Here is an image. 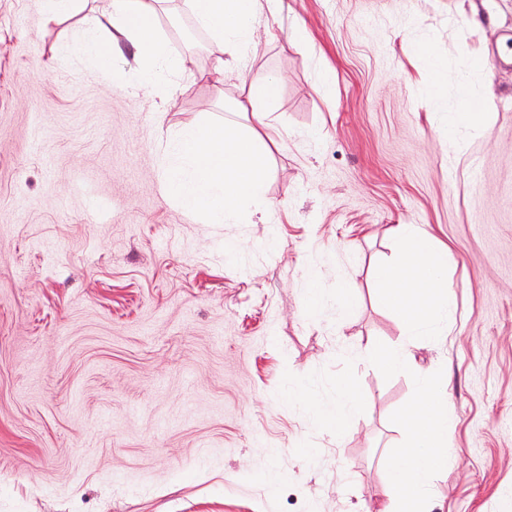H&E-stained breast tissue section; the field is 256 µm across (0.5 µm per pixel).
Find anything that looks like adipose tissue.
Here are the masks:
<instances>
[{"label":"adipose tissue","mask_w":512,"mask_h":512,"mask_svg":"<svg viewBox=\"0 0 512 512\" xmlns=\"http://www.w3.org/2000/svg\"><path fill=\"white\" fill-rule=\"evenodd\" d=\"M260 0H187L197 24L217 44L243 55L250 43ZM163 0H108L101 16L83 23L81 48L93 67L106 75L117 71L114 47L120 40L132 44L135 55L147 61L140 82L154 98L164 99L167 83L158 69L190 70L192 59L171 54L156 27ZM241 94L233 110L249 113L254 124L228 121L221 125L202 120L174 133L160 147V163L168 194L188 212L208 224H235L240 208L261 203L268 172L271 124L262 108L275 99L273 78H241ZM398 255L378 264L373 298L398 321L403 335L433 338L441 333L454 306L448 292V250L416 224L394 229ZM362 409L361 395L350 379L336 380V405L317 411V419L337 434L346 433ZM401 421L406 441L389 468L388 487L379 512H428L433 477L448 465L455 422L448 402V384L423 376L417 381L413 402L404 407Z\"/></svg>","instance_id":"1"}]
</instances>
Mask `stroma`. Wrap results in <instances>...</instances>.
<instances>
[{
	"label": "stroma",
	"instance_id": "stroma-1",
	"mask_svg": "<svg viewBox=\"0 0 512 512\" xmlns=\"http://www.w3.org/2000/svg\"><path fill=\"white\" fill-rule=\"evenodd\" d=\"M157 26L212 69L219 50L185 0ZM75 27L0 0V512H377L423 375L447 380L456 421L431 512H512V0L261 9L246 73L279 81L278 144L264 201L236 224L183 211L158 148L223 122L237 70L161 72V102L127 42L120 85L72 50L40 67ZM422 43L448 63L433 108ZM464 85L495 114L454 151L444 114ZM399 224L448 249L457 308L432 341L403 338L372 299ZM399 342L402 373L366 357ZM341 373L364 399L342 439L312 413Z\"/></svg>",
	"mask_w": 512,
	"mask_h": 512
}]
</instances>
